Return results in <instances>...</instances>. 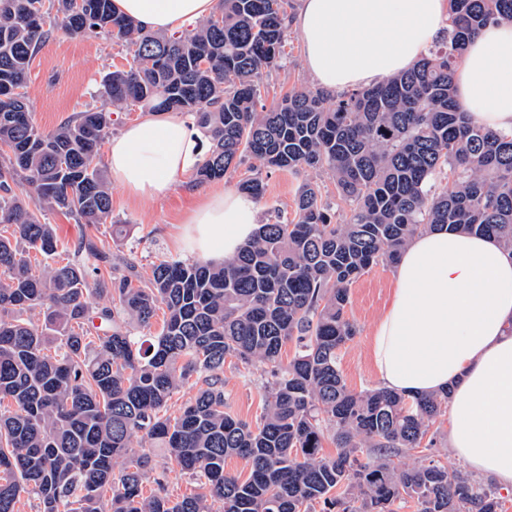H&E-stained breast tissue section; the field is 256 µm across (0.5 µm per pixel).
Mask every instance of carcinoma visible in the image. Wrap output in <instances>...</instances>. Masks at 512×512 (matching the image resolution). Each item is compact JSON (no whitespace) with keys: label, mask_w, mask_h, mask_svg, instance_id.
<instances>
[{"label":"carcinoma","mask_w":512,"mask_h":512,"mask_svg":"<svg viewBox=\"0 0 512 512\" xmlns=\"http://www.w3.org/2000/svg\"><path fill=\"white\" fill-rule=\"evenodd\" d=\"M290 8L219 0L193 34L168 38L115 14L112 0H0V512H19L26 495L37 512H208L211 499L224 512H394L408 498L417 512H500L495 489L466 472L426 455L410 468L393 461L436 445L448 394L355 393L339 364L357 333L350 286L394 265L412 236L447 224L512 249V134L458 111L453 84L467 42L490 21L512 22V0H449L448 38L413 69L334 97L293 89L267 111L258 76L284 59ZM51 17L70 35L128 45L104 95L188 114L210 142L198 182L245 157L257 164L238 187L256 198L265 172H326L346 222L307 184L293 218L260 225L219 266L161 260L143 281L85 234L56 261L58 236L39 210L87 228L112 216L96 163L111 118L89 109L52 133L33 122L26 87ZM94 296L110 305L90 312ZM160 309L159 332L134 335ZM228 358L271 377L254 425L224 411ZM192 378L194 400L168 414ZM327 433L333 457L320 453ZM139 434L168 449L198 492L144 494L156 465L133 448ZM231 457L247 462V478L224 470Z\"/></svg>","instance_id":"cac0c4a2"}]
</instances>
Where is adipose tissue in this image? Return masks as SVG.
I'll return each instance as SVG.
<instances>
[{"instance_id": "1", "label": "adipose tissue", "mask_w": 512, "mask_h": 512, "mask_svg": "<svg viewBox=\"0 0 512 512\" xmlns=\"http://www.w3.org/2000/svg\"><path fill=\"white\" fill-rule=\"evenodd\" d=\"M217 0H112L146 29L174 33L209 17ZM294 24L306 68L323 89L375 86L427 56L448 26L447 0H302ZM474 121L512 133V23L472 39L453 76ZM204 159V140L178 111L151 112L113 136L105 164L134 198L165 195ZM259 225L256 199L204 192L184 221L192 258L232 257ZM393 294L369 356L380 387L408 396L449 392L448 446L473 474L512 490V250L438 226L414 235L393 270Z\"/></svg>"}]
</instances>
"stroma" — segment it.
Listing matches in <instances>:
<instances>
[{"label":"stroma","instance_id":"stroma-1","mask_svg":"<svg viewBox=\"0 0 512 512\" xmlns=\"http://www.w3.org/2000/svg\"><path fill=\"white\" fill-rule=\"evenodd\" d=\"M287 56L283 66L265 76L268 85L266 107H274L281 96L295 86L311 85L305 68L304 45L295 27L287 29ZM127 66L125 47L94 36H71L57 30L36 55L28 82L27 95L35 124L43 132L54 131L73 113L90 107L110 110L113 131H120L142 114L140 107L111 105L104 99L103 77ZM317 182L323 194L334 195L335 186L328 174L273 171L266 179V192L259 199L260 222L275 221L277 216L293 217L300 188ZM204 184L188 178L166 195L152 199H133L121 187L112 189V220L91 229L100 246L115 254L134 259L141 279H148L158 260H185L180 230L187 214L200 201ZM126 227L124 237L112 234L113 224ZM392 266L380 263L366 270L350 288L348 317L357 326V334L341 352L340 370L348 388L361 392L374 388L376 373L368 354L371 330L386 307L393 288ZM265 388L259 375L251 374L236 360L224 364L225 409L231 415L252 422L264 403Z\"/></svg>","mask_w":512,"mask_h":512}]
</instances>
